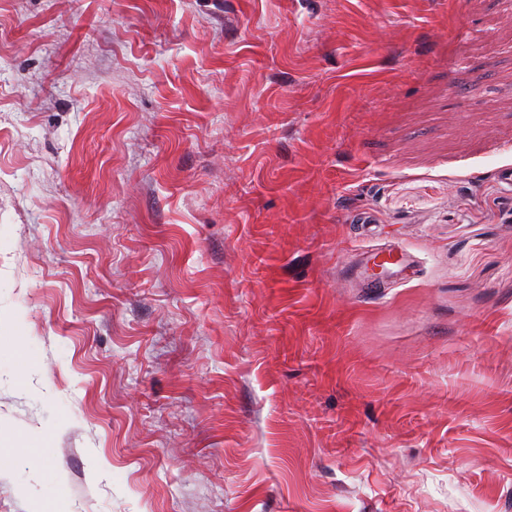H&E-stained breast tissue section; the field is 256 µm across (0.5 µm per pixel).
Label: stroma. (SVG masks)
<instances>
[{
	"label": "stroma",
	"instance_id": "1",
	"mask_svg": "<svg viewBox=\"0 0 512 512\" xmlns=\"http://www.w3.org/2000/svg\"><path fill=\"white\" fill-rule=\"evenodd\" d=\"M510 70L512 0H0V512H512ZM386 253L387 255H384ZM378 261L382 262L384 274L387 276L403 273L409 269H412L417 263L413 255L408 252L398 253L391 250L371 251L366 258L365 272H367L371 262L376 264Z\"/></svg>",
	"mask_w": 512,
	"mask_h": 512
}]
</instances>
